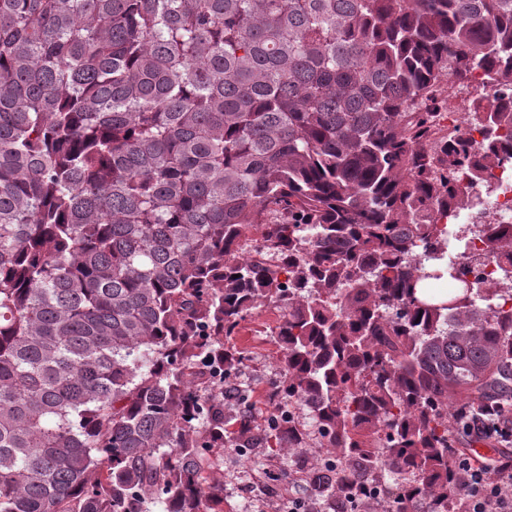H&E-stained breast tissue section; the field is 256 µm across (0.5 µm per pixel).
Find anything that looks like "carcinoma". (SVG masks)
I'll use <instances>...</instances> for the list:
<instances>
[{
    "mask_svg": "<svg viewBox=\"0 0 512 512\" xmlns=\"http://www.w3.org/2000/svg\"><path fill=\"white\" fill-rule=\"evenodd\" d=\"M480 67L512 88V0H0V512H212L264 305L262 441L316 429L314 503L462 512L450 421L512 410V311L421 294L455 175L500 162L436 136L441 77ZM279 310L273 306H262L242 323V328L232 342L244 349L250 361L224 382V388H238L248 402L255 408L253 411V433L268 429L270 410L266 409L267 395L272 391L282 376L281 353L278 345L269 335L279 320Z\"/></svg>",
    "mask_w": 512,
    "mask_h": 512,
    "instance_id": "carcinoma-1",
    "label": "carcinoma"
}]
</instances>
